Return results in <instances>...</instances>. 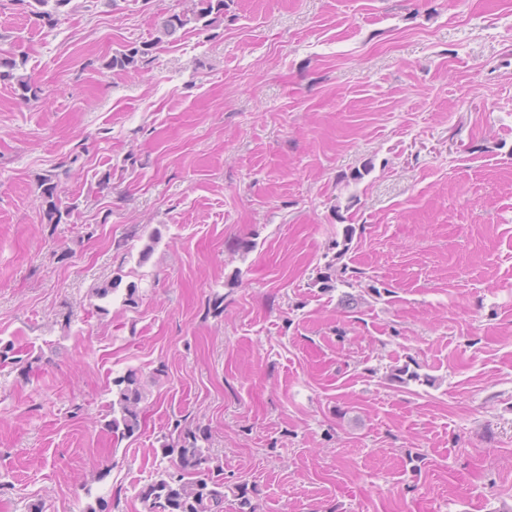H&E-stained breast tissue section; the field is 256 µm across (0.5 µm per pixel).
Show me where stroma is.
<instances>
[{
    "label": "stroma",
    "mask_w": 512,
    "mask_h": 512,
    "mask_svg": "<svg viewBox=\"0 0 512 512\" xmlns=\"http://www.w3.org/2000/svg\"><path fill=\"white\" fill-rule=\"evenodd\" d=\"M182 5L0 0V512H145L183 419L224 512H512V0H224L106 69ZM184 3L181 10L162 21L157 39L123 46V49L112 54L105 64L106 68L138 72L164 39L175 41L179 33H185L190 27L196 29L201 23V29H206L224 19V0H184ZM9 55L0 50V80H14L15 93L20 100L37 99L41 91L40 87L35 84L31 76L16 73L25 66V61L23 59L17 61L15 57ZM40 207L43 219L47 224H61L63 216L70 217L72 211L76 208L74 202L68 206H62V193H65L61 186L59 174L48 172L39 177ZM353 229H348L346 231L345 238L342 242V248L336 252L335 260L336 262H330L324 267V272L320 269L317 272L316 281L322 284L321 288H336V284L339 282L341 285L351 283L345 279V274L347 271V267L345 264H342L340 267L337 264L343 259L346 253L349 251L350 243L352 241ZM116 387L115 399H112L110 408L112 420L107 424L112 433L121 437H131L140 428L141 403L144 399L139 379L133 373H128L113 381ZM119 417L115 416V413Z\"/></svg>",
    "instance_id": "stroma-1"
}]
</instances>
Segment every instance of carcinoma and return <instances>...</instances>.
Listing matches in <instances>:
<instances>
[{"label":"carcinoma","instance_id":"1","mask_svg":"<svg viewBox=\"0 0 512 512\" xmlns=\"http://www.w3.org/2000/svg\"><path fill=\"white\" fill-rule=\"evenodd\" d=\"M39 5L53 4V10L43 11L40 16L54 23V16L63 12L73 0H33ZM224 19V0H184L181 10L168 15L159 28V36L153 41H142L123 46L106 62V68L121 71H140L157 45L165 39L174 41L178 34L197 26L211 27ZM25 61L17 60L0 50V80L15 81V93L22 101L39 97L40 87L31 77L18 73ZM40 207L43 220L48 224H60L76 208L75 203L62 205L59 175L48 172L39 178ZM353 228H348L335 260L318 272L316 281L324 288L346 284V265H337L349 251ZM115 399L110 408L114 412L108 427L115 434L131 437L140 428L141 403L144 399L139 379L128 373L113 381ZM208 436L199 427L180 422L175 423L164 444V455L171 458L172 467L157 469L154 480L139 493L146 512H216L224 502L223 460L199 445Z\"/></svg>","mask_w":512,"mask_h":512}]
</instances>
